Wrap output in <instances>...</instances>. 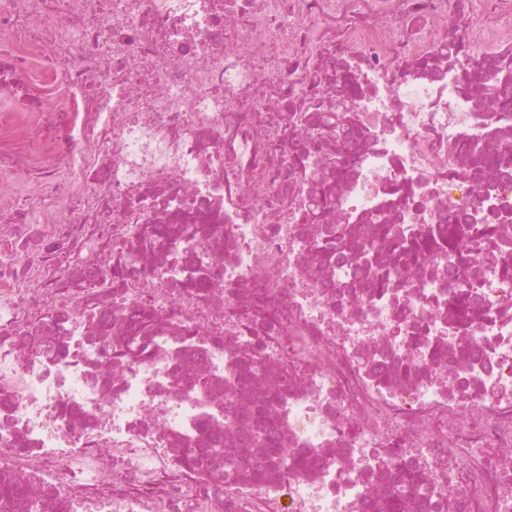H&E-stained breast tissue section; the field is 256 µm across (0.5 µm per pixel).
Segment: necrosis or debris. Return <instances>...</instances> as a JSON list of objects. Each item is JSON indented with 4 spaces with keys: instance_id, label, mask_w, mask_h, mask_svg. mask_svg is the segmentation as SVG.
<instances>
[{
    "instance_id": "1",
    "label": "necrosis or debris",
    "mask_w": 512,
    "mask_h": 512,
    "mask_svg": "<svg viewBox=\"0 0 512 512\" xmlns=\"http://www.w3.org/2000/svg\"><path fill=\"white\" fill-rule=\"evenodd\" d=\"M469 3L0 0V472L42 512H379L416 470L404 512H512V0ZM452 214L491 235L383 288L311 249Z\"/></svg>"
}]
</instances>
